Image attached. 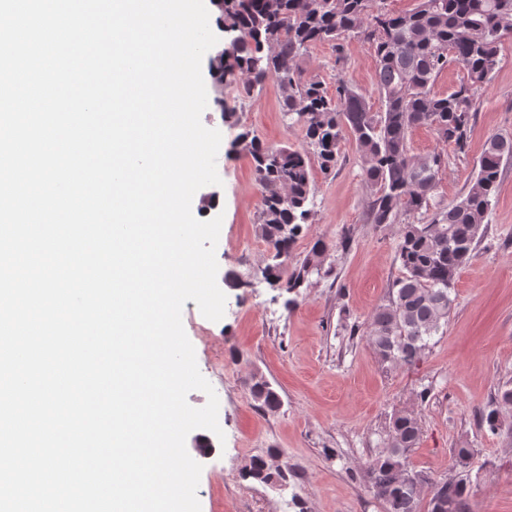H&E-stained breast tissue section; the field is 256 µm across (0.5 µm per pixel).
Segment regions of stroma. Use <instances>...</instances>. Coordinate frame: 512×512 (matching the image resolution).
I'll return each instance as SVG.
<instances>
[{"mask_svg":"<svg viewBox=\"0 0 512 512\" xmlns=\"http://www.w3.org/2000/svg\"><path fill=\"white\" fill-rule=\"evenodd\" d=\"M499 58L480 92L466 153L448 155L438 187L446 201L466 191L489 137L512 136V39ZM302 66L329 87L344 79L366 94L372 111L381 110L368 44H320ZM225 107L237 112L239 127L224 122ZM201 121L222 134L216 162L222 183L198 190L192 212L200 220L223 218L217 283L227 297L217 322L191 300L182 311L199 370L219 398L225 433L220 439L197 429L186 440L203 466L201 512H384L363 468L382 451L390 421L402 410L414 411L421 425L411 454L416 469L449 477L453 448L469 443L475 450L469 512H512V406L500 409L502 432L479 424L480 412L512 381V162L503 169L477 253L457 275L446 331L417 366L392 367L379 360L366 331L403 275L395 260L399 227L370 223L373 194L354 139L342 141L335 171L313 172L315 215L295 254L304 257L319 240L330 251L323 274L292 297L262 273L267 246L257 233L259 189L250 158L233 151L232 142L244 127L265 143L300 148L301 129L288 125L269 87L244 101L225 90L223 106L208 103ZM259 377L278 392L277 411L257 410L250 387ZM272 450L290 468L287 485L243 478L252 457Z\"/></svg>","mask_w":512,"mask_h":512,"instance_id":"stroma-1","label":"stroma"}]
</instances>
